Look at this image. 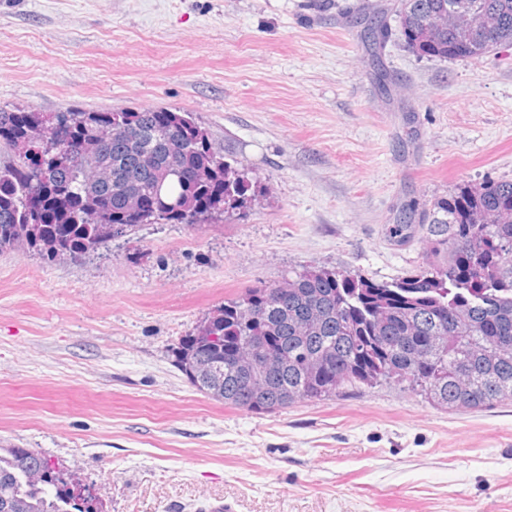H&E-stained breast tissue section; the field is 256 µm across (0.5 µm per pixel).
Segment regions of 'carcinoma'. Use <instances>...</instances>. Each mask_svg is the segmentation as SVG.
<instances>
[{
	"label": "carcinoma",
	"instance_id": "cac0c4a2",
	"mask_svg": "<svg viewBox=\"0 0 512 512\" xmlns=\"http://www.w3.org/2000/svg\"><path fill=\"white\" fill-rule=\"evenodd\" d=\"M454 0H413L397 12L404 46L418 57L477 59L483 40L462 52L448 28ZM496 20V44L512 46V0H479ZM392 30L370 28L378 45ZM0 252L77 257L143 224L221 220L246 203L243 176L224 161L187 112H37L0 107ZM472 215L485 219L469 223ZM425 230L422 265L392 282L336 270L292 271L224 299L183 337L175 365L204 395L256 414L334 399L382 381L406 383L430 404L480 410L512 403V180L463 185L410 222ZM264 292L262 312L247 299ZM264 336L277 363L253 352ZM203 359L216 367L201 377ZM258 379L250 397L243 381ZM64 477L29 448L0 452V512H68ZM69 505L99 512L85 487Z\"/></svg>",
	"mask_w": 512,
	"mask_h": 512
}]
</instances>
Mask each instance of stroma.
Returning <instances> with one entry per match:
<instances>
[{"mask_svg":"<svg viewBox=\"0 0 512 512\" xmlns=\"http://www.w3.org/2000/svg\"><path fill=\"white\" fill-rule=\"evenodd\" d=\"M396 2L0 0V106L189 112L250 180L217 224L0 253V448L41 452L103 512H512V405L382 384L259 415L174 364L225 298L302 267L397 280L425 247L391 234L408 204L512 180V48L372 55L363 16Z\"/></svg>","mask_w":512,"mask_h":512,"instance_id":"1","label":"stroma"}]
</instances>
